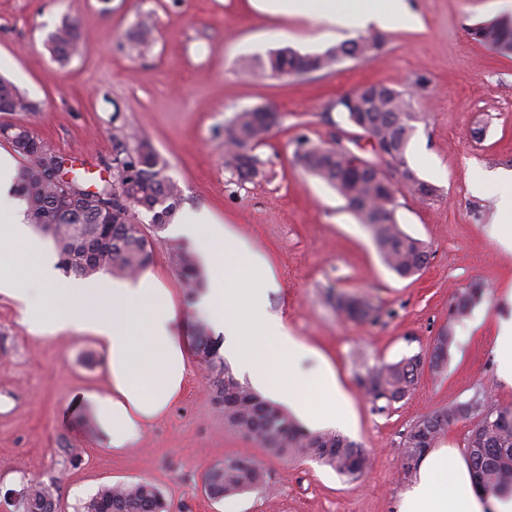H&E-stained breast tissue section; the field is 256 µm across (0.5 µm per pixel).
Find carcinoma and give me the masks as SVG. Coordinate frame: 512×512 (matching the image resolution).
<instances>
[{"label": "carcinoma", "instance_id": "carcinoma-1", "mask_svg": "<svg viewBox=\"0 0 512 512\" xmlns=\"http://www.w3.org/2000/svg\"><path fill=\"white\" fill-rule=\"evenodd\" d=\"M153 28L142 20L131 33L130 41L138 48L152 43ZM475 38L503 54H512V20L488 23L474 30ZM48 49L61 66H66L79 51V32L75 20L62 19L49 34ZM380 41L374 36L339 42L322 53L302 54L290 47L271 51L260 59L256 72L264 77L301 76L328 70L345 61H372L377 58ZM352 119L353 113L365 112L370 122L367 130L381 140L391 141L386 156L362 159L338 151L326 142L305 139L295 153V161L310 175L336 190L359 223L371 232L383 263L396 275L406 278L424 269L429 261L425 243L405 233L396 219L397 189L390 178L409 168L407 149L415 122L419 119L414 98L383 83L364 84L346 94L337 104ZM24 94L9 81L0 78V112L27 113ZM278 115L264 109L244 108L234 113L224 125L225 162L235 170L237 179L250 182L262 174L263 162L255 153ZM17 132L31 145L23 154L30 162L19 174L14 192L25 202L27 222L49 236L59 256L58 268L67 276L89 278L107 273L121 278L137 275L151 262L152 249L139 225L131 222V211L140 208L152 214L155 224L164 225L174 215L182 200V190L167 173V163L151 142L141 135L127 134L116 139L115 150L126 169L116 171L112 184L98 194L112 198V209L96 201L77 197L63 204L52 172L44 163L48 153L43 142L25 125ZM85 224L91 230L109 225L112 243L97 251L93 261L84 257L80 240L70 225ZM186 286V297L195 300L202 286L197 263L184 248L172 254ZM481 289L461 294L455 302V314H466L479 299ZM454 336L448 330L438 336L428 353H417L374 369L363 386L374 400H385L377 407L383 411L403 400L414 389L424 366L441 369L448 359ZM197 354L213 372L214 399L224 406V424L258 443L268 453L282 458H301L331 467L338 475L357 478L369 470L368 453L337 431L309 432L294 422L276 403L263 398L230 372L219 355V343L209 334L207 325H196ZM473 417L477 423L464 439V448L475 484L489 492L512 489V405L500 406L482 399L431 411L413 425L403 440V470L416 469L422 457L448 433L459 419ZM263 470L242 456L224 457L221 472L206 475V494L215 500L261 487ZM54 488L36 483L21 493L17 512H53ZM84 512H166L160 490L152 483L138 482L104 486L83 506Z\"/></svg>", "mask_w": 512, "mask_h": 512}]
</instances>
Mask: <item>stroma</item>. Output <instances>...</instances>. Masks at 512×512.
Segmentation results:
<instances>
[{"label": "stroma", "mask_w": 512, "mask_h": 512, "mask_svg": "<svg viewBox=\"0 0 512 512\" xmlns=\"http://www.w3.org/2000/svg\"><path fill=\"white\" fill-rule=\"evenodd\" d=\"M405 7L421 28L397 21L377 29L378 60L261 78L251 65L269 50L320 53L348 32L261 15L246 0H0V76L39 108L33 116L0 113V124L28 125L91 190L112 181L116 134L135 131L150 140L183 203L234 217L269 261L271 312L310 349L305 368L329 362L347 406L339 430L372 458L365 474L349 480L311 460L268 454L225 426L200 359L181 397L143 439L112 449L92 420L59 418L72 394L108 393L104 350L87 334L36 336L21 324L16 303L0 294V512H15L34 482L53 484L59 512H81L100 487L140 481L162 490L167 512H397L413 481L402 468V441L416 421L479 395L512 404L492 340L494 323L512 315L503 295L512 283V253L494 238V189H471L484 173L512 171V54L471 34L481 22L512 16V0H405ZM144 13L155 22L153 43L138 55L127 42ZM66 17L78 22L82 48L61 67L46 37ZM375 82L414 94L419 119L407 158L437 189L429 200L404 186L396 195L401 228L431 252L410 278L384 265L344 200L294 158L301 135L316 142L358 137L332 104ZM244 106L280 115L257 149L266 173L246 183L224 163V124ZM132 221L151 244V269L184 303V332L193 335L201 313L185 304L172 263L179 239L143 210L133 211ZM477 286L480 301L455 317L456 295ZM340 296L369 302L379 320L348 317L336 304ZM449 329L454 342L443 369H424L410 395L375 410L362 386L368 372L430 350ZM228 455L252 458L266 482L211 500L205 475Z\"/></svg>", "instance_id": "1"}]
</instances>
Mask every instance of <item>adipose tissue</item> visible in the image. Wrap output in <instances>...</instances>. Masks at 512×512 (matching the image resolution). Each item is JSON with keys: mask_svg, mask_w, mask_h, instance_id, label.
<instances>
[{"mask_svg": "<svg viewBox=\"0 0 512 512\" xmlns=\"http://www.w3.org/2000/svg\"><path fill=\"white\" fill-rule=\"evenodd\" d=\"M253 11L347 31L411 21L402 0H248ZM18 163L0 149V294L18 305L22 324L36 334L87 333L108 355L110 393L92 397L91 412L111 447L138 443L147 427L168 412L194 373L180 332L181 311L158 276L144 270L132 279L102 274L59 279L47 246L26 226L25 206L13 194ZM499 197L495 239L512 250V171L478 181ZM170 232L188 240L200 261L205 289L198 305L224 336V352L257 387L288 407L311 429L345 416L336 376L326 363L307 371L309 350L268 309L272 269L254 254L231 220L184 207ZM398 512H512V492L487 493L472 481L467 460L454 448L428 451Z\"/></svg>", "mask_w": 512, "mask_h": 512, "instance_id": "obj_1", "label": "adipose tissue"}]
</instances>
